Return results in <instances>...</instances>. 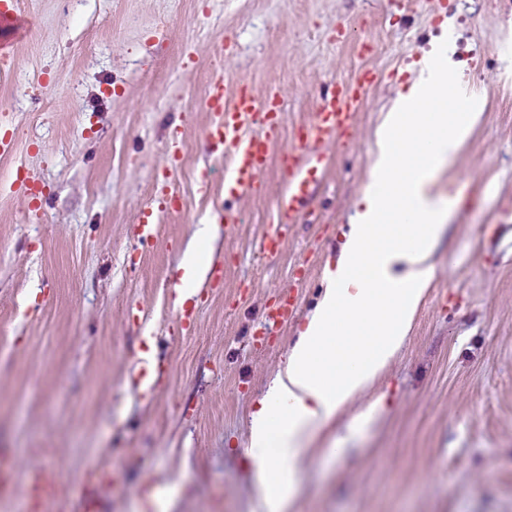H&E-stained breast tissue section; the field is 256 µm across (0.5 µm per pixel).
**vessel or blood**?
<instances>
[{
    "instance_id": "vessel-or-blood-1",
    "label": "vessel or blood",
    "mask_w": 512,
    "mask_h": 512,
    "mask_svg": "<svg viewBox=\"0 0 512 512\" xmlns=\"http://www.w3.org/2000/svg\"><path fill=\"white\" fill-rule=\"evenodd\" d=\"M373 82L370 71H360L353 79L336 80L334 88L326 92L321 103L305 124L288 150L291 164L288 168L286 194L280 203V215L271 222L269 231L259 244L268 258H275L291 224L308 217L327 157L311 152L316 141L333 140L338 133L354 122L355 109L361 103ZM207 106L213 114L208 137L221 151L229 178L224 183L225 194L240 196L259 189L257 179L265 168L270 147L278 128V115L269 102L255 98L246 90L230 91L228 82L211 84ZM264 124L261 136L250 135L253 125Z\"/></svg>"
}]
</instances>
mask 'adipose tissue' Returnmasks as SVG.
Segmentation results:
<instances>
[{"label": "adipose tissue", "instance_id": "adipose-tissue-1", "mask_svg": "<svg viewBox=\"0 0 512 512\" xmlns=\"http://www.w3.org/2000/svg\"><path fill=\"white\" fill-rule=\"evenodd\" d=\"M456 92L447 40L420 61L376 130L370 180L326 288L251 420L258 512H287L306 444L371 389L405 344L436 275L433 246L448 216L434 187L479 120ZM200 227L183 252L177 302L193 296L210 260Z\"/></svg>", "mask_w": 512, "mask_h": 512}]
</instances>
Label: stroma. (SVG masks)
Instances as JSON below:
<instances>
[{
  "label": "stroma",
  "instance_id": "35a3bbf8",
  "mask_svg": "<svg viewBox=\"0 0 512 512\" xmlns=\"http://www.w3.org/2000/svg\"><path fill=\"white\" fill-rule=\"evenodd\" d=\"M460 98L482 115L440 186L461 191L436 277L395 361L309 445L289 512H512V0H18L0 23V512H255L251 415L295 342L366 185L382 112L444 28ZM377 76L282 254L257 251L286 183L284 151L323 87ZM281 96L260 191L224 196L206 133L210 84ZM181 167L170 171L172 138ZM207 190H200V182ZM25 182L43 208L15 191ZM179 210L140 243L164 191ZM211 244L196 328L172 324L181 253ZM298 310L269 313L284 291ZM155 359L152 396L130 378ZM381 399L361 429L348 416ZM56 474L31 500L29 481Z\"/></svg>",
  "mask_w": 512,
  "mask_h": 512
}]
</instances>
